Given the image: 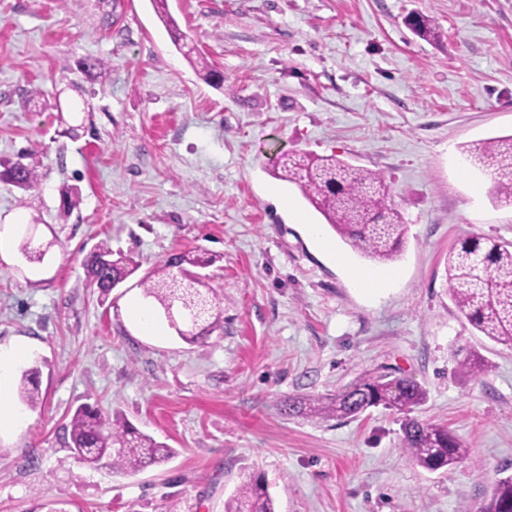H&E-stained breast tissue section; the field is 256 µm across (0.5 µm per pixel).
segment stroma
Listing matches in <instances>:
<instances>
[{"label":"stroma","mask_w":512,"mask_h":512,"mask_svg":"<svg viewBox=\"0 0 512 512\" xmlns=\"http://www.w3.org/2000/svg\"><path fill=\"white\" fill-rule=\"evenodd\" d=\"M190 48L224 76L206 83L151 0H0V160L30 152L38 190L0 183V375L17 418L0 431V512H224L252 473L278 512H479L512 475V347L480 336L446 288L468 236L512 242V204L462 144L512 134V0H168ZM434 20L439 36L410 29ZM108 61L105 79L71 70ZM78 136H58L61 121ZM336 156L380 172L405 225L391 262L342 240L281 159ZM81 200L60 211V189ZM321 227L313 238L309 225ZM43 263L19 251L25 232ZM137 273L100 298L83 266L100 243ZM215 256L205 282L222 328L182 340L141 275L171 255ZM393 273L363 292L357 270ZM477 351L486 373L463 376ZM39 366L42 401L18 397ZM417 381L419 421L469 455L426 471L403 450L402 414L288 417L370 372ZM87 404L174 449L123 474L77 462L69 421Z\"/></svg>","instance_id":"obj_1"}]
</instances>
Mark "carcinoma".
Here are the masks:
<instances>
[{"mask_svg": "<svg viewBox=\"0 0 512 512\" xmlns=\"http://www.w3.org/2000/svg\"><path fill=\"white\" fill-rule=\"evenodd\" d=\"M187 60L206 82L220 79L205 59ZM78 70L99 78L110 65L99 58H84ZM461 153L473 165L487 170L497 184L500 200L512 201V135L461 145ZM277 176L296 185L326 219L331 228L353 248L372 261H392L399 255L405 234L399 213L388 203L384 177L372 170L353 167L334 156L299 154L280 165ZM29 191L39 185L33 166L19 160L0 161V182ZM61 210L68 213L79 204L77 188L60 190ZM31 247L23 239L21 253L29 262H40L48 248ZM212 257L193 252L175 254L160 262L140 281L144 294L154 299L171 322L185 318L190 329L179 330L187 342L221 326L223 314L199 287L202 280L188 278L191 268H206ZM88 277L107 297L137 268L130 259L113 258L112 248L96 246L85 258ZM446 288L456 307L479 333L497 343L512 345V244L466 238L448 253ZM458 366L462 374L477 376L488 370L486 361L473 353ZM40 370H24L19 381L20 400L30 408L40 403ZM425 390L415 381L386 373L366 374L328 397L290 398L288 414L310 419L357 418L370 408L407 413L423 405ZM403 447L411 459L429 472L449 470L467 456L444 426L410 419L403 426ZM69 448L81 463L94 466L102 461L112 469L135 473L168 461L172 449L134 428L122 416H104L89 406H79L70 420ZM224 512H276L275 500L260 475L246 478L236 494L224 502ZM481 512H512V476L497 481Z\"/></svg>", "mask_w": 512, "mask_h": 512, "instance_id": "obj_1", "label": "carcinoma"}]
</instances>
